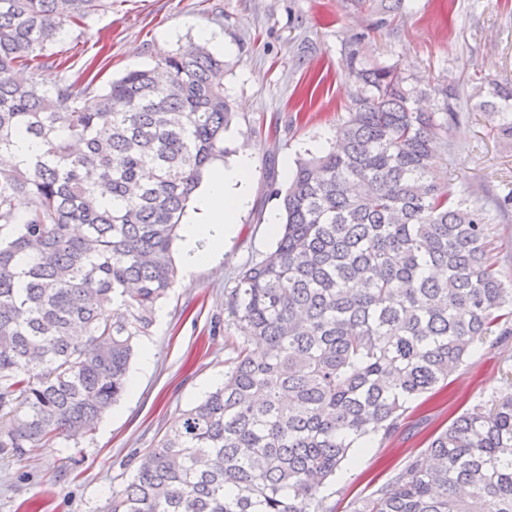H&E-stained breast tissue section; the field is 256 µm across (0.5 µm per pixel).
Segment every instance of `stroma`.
I'll list each match as a JSON object with an SVG mask.
<instances>
[{
  "label": "stroma",
  "instance_id": "stroma-1",
  "mask_svg": "<svg viewBox=\"0 0 512 512\" xmlns=\"http://www.w3.org/2000/svg\"><path fill=\"white\" fill-rule=\"evenodd\" d=\"M222 43L224 93L235 117L224 132L225 162L252 152L250 201L218 264L189 269L157 306L148 335L130 364L131 386L92 436L28 449L23 459L0 454V512H103L124 489L135 458L156 447L186 410L224 381L239 341L225 311L239 268L269 252L279 214L272 187L289 183L284 162L318 155L356 104L346 60L359 51L369 64L397 65L425 95L418 108L437 109L428 89L446 80L460 95L459 124L434 157L452 191L493 205L512 195V140L500 137L479 87L512 81V0H404L392 23L352 14L345 0H112L85 34L64 27L53 49L70 57L69 77L96 63V92L126 70L151 67L165 54L200 42L201 29ZM512 394V336L475 351L433 396L411 403L400 431L372 437L321 495L334 512L386 483L423 451L428 438L463 410Z\"/></svg>",
  "mask_w": 512,
  "mask_h": 512
}]
</instances>
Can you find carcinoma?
Listing matches in <instances>:
<instances>
[{"label":"carcinoma","instance_id":"1","mask_svg":"<svg viewBox=\"0 0 512 512\" xmlns=\"http://www.w3.org/2000/svg\"><path fill=\"white\" fill-rule=\"evenodd\" d=\"M394 18L404 0H346ZM106 0H0V451L92 435L130 385L135 340L173 288L187 202L224 157L233 112L224 60L204 44L108 83L50 52ZM356 107L323 153L274 189L272 251L238 271L225 310L242 336L224 384L140 456L105 512H325L319 494L370 437L490 336H512V281L492 255L494 217L432 164L445 118L418 112L395 65L351 54ZM482 103L512 139V82ZM30 199L18 218L14 201ZM73 224L84 227L74 235ZM354 512H512V397L478 402L435 433Z\"/></svg>","mask_w":512,"mask_h":512}]
</instances>
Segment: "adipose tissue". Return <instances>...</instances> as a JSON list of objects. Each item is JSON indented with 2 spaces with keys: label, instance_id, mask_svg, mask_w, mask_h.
<instances>
[{
  "label": "adipose tissue",
  "instance_id": "obj_1",
  "mask_svg": "<svg viewBox=\"0 0 512 512\" xmlns=\"http://www.w3.org/2000/svg\"><path fill=\"white\" fill-rule=\"evenodd\" d=\"M249 151H239L234 162L213 168L188 207L182 249L189 265L200 266L219 257L234 235L238 216L247 203L252 170Z\"/></svg>",
  "mask_w": 512,
  "mask_h": 512
}]
</instances>
